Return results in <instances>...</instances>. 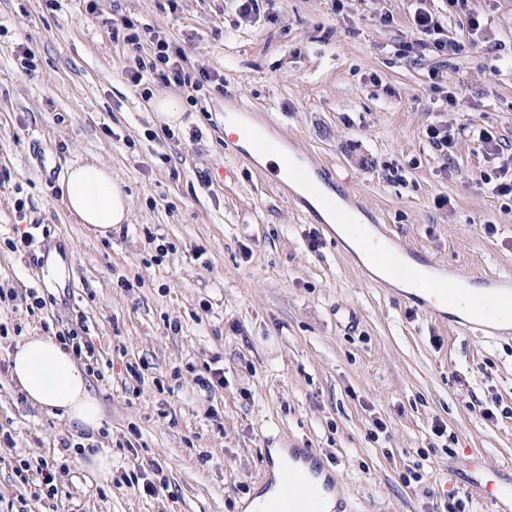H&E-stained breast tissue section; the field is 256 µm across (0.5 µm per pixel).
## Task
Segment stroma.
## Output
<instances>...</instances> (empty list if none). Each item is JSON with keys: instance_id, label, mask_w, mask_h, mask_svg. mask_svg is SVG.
I'll list each match as a JSON object with an SVG mask.
<instances>
[{"instance_id": "1", "label": "stroma", "mask_w": 512, "mask_h": 512, "mask_svg": "<svg viewBox=\"0 0 512 512\" xmlns=\"http://www.w3.org/2000/svg\"><path fill=\"white\" fill-rule=\"evenodd\" d=\"M418 8L459 54L415 45ZM121 18L181 46L211 82L133 87L137 58L106 28ZM151 91L183 102L173 135ZM228 103L271 115L285 151L329 166L339 198L359 197L437 264L512 270L502 158L466 138L445 156L427 137L475 123L512 155V0H279L248 18L231 0H0V287L48 300L0 304V512H50L38 475L14 472L40 458L69 466L59 512H246L268 448L315 449L345 512H446L462 497L491 512L467 474L444 475L468 450L512 468V335L431 321L358 274L338 234L225 150ZM92 159L129 198L108 239L61 201L69 167ZM53 251L61 286L43 278ZM77 323L103 372L89 379L97 433L35 408L10 375L22 336ZM214 369L224 385L209 393ZM82 447L111 449L109 480L80 464ZM135 477L166 487L150 497Z\"/></svg>"}]
</instances>
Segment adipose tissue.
<instances>
[{"label":"adipose tissue","mask_w":512,"mask_h":512,"mask_svg":"<svg viewBox=\"0 0 512 512\" xmlns=\"http://www.w3.org/2000/svg\"><path fill=\"white\" fill-rule=\"evenodd\" d=\"M62 202L80 223L102 237L129 220L128 197L111 169L94 160L69 168ZM10 360L11 377L31 405L80 429L99 430L102 407L71 350L50 337L31 334L17 342Z\"/></svg>","instance_id":"obj_1"}]
</instances>
